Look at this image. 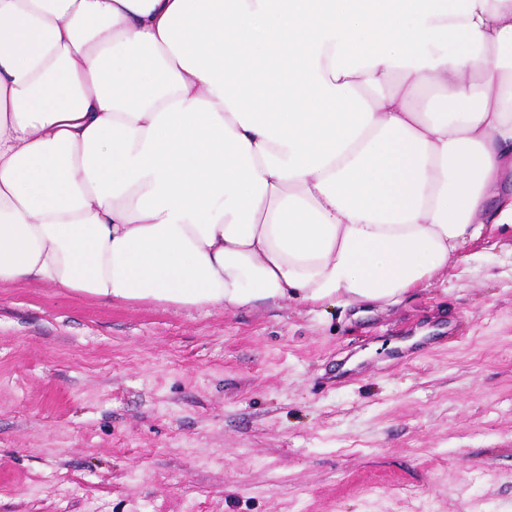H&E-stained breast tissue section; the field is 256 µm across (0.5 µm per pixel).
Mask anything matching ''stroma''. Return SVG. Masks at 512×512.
I'll return each instance as SVG.
<instances>
[{
  "mask_svg": "<svg viewBox=\"0 0 512 512\" xmlns=\"http://www.w3.org/2000/svg\"><path fill=\"white\" fill-rule=\"evenodd\" d=\"M0 512H512V228L396 304L0 285Z\"/></svg>",
  "mask_w": 512,
  "mask_h": 512,
  "instance_id": "1",
  "label": "stroma"
}]
</instances>
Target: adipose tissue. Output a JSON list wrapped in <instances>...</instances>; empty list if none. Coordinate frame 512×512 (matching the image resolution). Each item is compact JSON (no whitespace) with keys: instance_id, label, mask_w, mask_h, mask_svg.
I'll return each mask as SVG.
<instances>
[{"instance_id":"obj_1","label":"adipose tissue","mask_w":512,"mask_h":512,"mask_svg":"<svg viewBox=\"0 0 512 512\" xmlns=\"http://www.w3.org/2000/svg\"><path fill=\"white\" fill-rule=\"evenodd\" d=\"M510 180L512 0H0V285L396 300Z\"/></svg>"}]
</instances>
